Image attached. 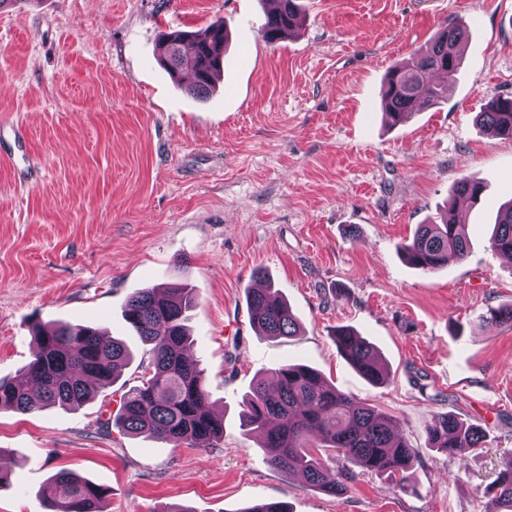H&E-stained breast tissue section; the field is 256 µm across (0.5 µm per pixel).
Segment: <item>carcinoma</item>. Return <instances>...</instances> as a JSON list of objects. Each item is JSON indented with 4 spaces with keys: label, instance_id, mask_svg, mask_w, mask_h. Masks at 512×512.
<instances>
[{
    "label": "carcinoma",
    "instance_id": "cac0c4a2",
    "mask_svg": "<svg viewBox=\"0 0 512 512\" xmlns=\"http://www.w3.org/2000/svg\"><path fill=\"white\" fill-rule=\"evenodd\" d=\"M261 30L263 40L274 44L300 23L297 0H276ZM224 24L205 33L184 32L169 36L165 63L171 73L188 67L193 71L191 91L209 92L224 66ZM465 29L443 28L433 41L415 49L403 64L386 75L381 91L382 111L395 126L411 113L448 100V83L461 72ZM438 73L442 83L426 82ZM479 124L496 136L512 139V98L493 97L477 113ZM483 182L463 177L453 194L477 202ZM492 251L512 255V205L495 223L489 239ZM469 240L449 207L440 222L418 225L412 239L400 248L403 259L423 272L440 270L462 260ZM250 324L257 334L271 338L299 335L301 325L288 303L271 288L246 291ZM197 304L196 289L187 283L135 292L124 306V318L143 343L150 346V360L140 384L123 391L114 424L129 434H146L174 447L214 448L224 435V421L208 409L204 369L186 355L189 337L187 312ZM486 326L512 322V306L491 307L481 316ZM31 359L13 376L0 379V409L28 413L48 405L80 406L98 388L115 382L127 364L121 340H106L90 326L60 322L52 327H31ZM338 350L348 364L372 385L389 381V371L378 351L352 329L334 333ZM277 385L265 380L252 386L242 413L241 426L261 435L272 467L288 476L301 473L308 484L328 495L347 490L354 472L343 466L334 470L316 458L315 448H325L351 465L368 472L400 476L403 483L416 458V450L394 431L393 420L375 407L343 394L314 369L283 364L276 370ZM430 447L451 456H463L485 447V431L451 413L433 415L425 424ZM111 491L77 473L60 470L52 476L46 497L47 512H103ZM484 512H512V464L500 472L486 491Z\"/></svg>",
    "mask_w": 512,
    "mask_h": 512
}]
</instances>
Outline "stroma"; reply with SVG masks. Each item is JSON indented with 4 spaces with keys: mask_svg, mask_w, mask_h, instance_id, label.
Masks as SVG:
<instances>
[{
    "mask_svg": "<svg viewBox=\"0 0 512 512\" xmlns=\"http://www.w3.org/2000/svg\"><path fill=\"white\" fill-rule=\"evenodd\" d=\"M296 34L266 44L268 0H14L0 9V126L23 151L0 157V377L31 356L30 327L100 328L131 354L116 383L76 409L0 410V512H44L70 469L109 487L106 512H482L512 461V261L489 247L512 200V140L475 122L512 96V0H298ZM224 23V76L188 93L158 60L173 32ZM450 24L467 25L448 101L389 127L379 90L394 65ZM482 179L458 203L470 249L424 273L399 247L439 220L456 181ZM266 280L257 278V271ZM271 281L301 321L270 339L249 323L246 291ZM188 282L187 321L224 438L172 447L122 432L113 418L149 353L122 311L136 291ZM371 342L390 380L375 387L333 340ZM309 366L391 417L417 448L411 490L356 471L326 495L266 460L240 414L256 378ZM480 425L463 457L428 445L431 415Z\"/></svg>",
    "mask_w": 512,
    "mask_h": 512,
    "instance_id": "stroma-1",
    "label": "stroma"
}]
</instances>
